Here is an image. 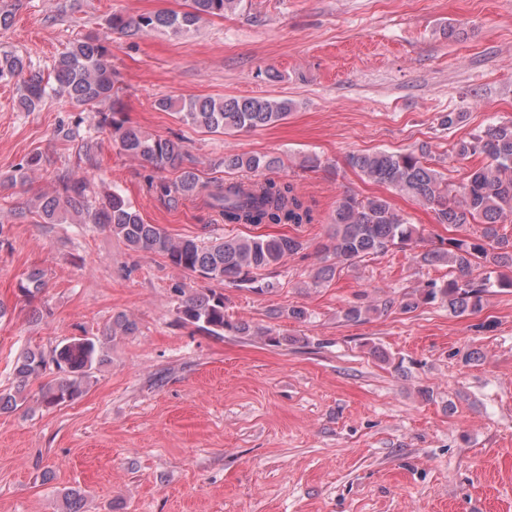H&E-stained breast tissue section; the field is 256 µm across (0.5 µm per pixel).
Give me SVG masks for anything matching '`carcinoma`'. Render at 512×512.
<instances>
[{
    "mask_svg": "<svg viewBox=\"0 0 512 512\" xmlns=\"http://www.w3.org/2000/svg\"><path fill=\"white\" fill-rule=\"evenodd\" d=\"M182 11L142 14L136 18L122 14L108 17L110 29L134 36L145 30L163 29L179 36L191 32L203 20L224 17L234 0H184ZM53 81L30 70L23 56L0 51V83L14 82L18 87L19 107L25 112L39 109L48 98L64 94L78 107L94 109L109 102L102 126L129 157L143 159L157 170L179 172L171 182L155 189L171 206L198 195L211 182L198 170L185 165L187 149L180 138H162L127 124L119 95L117 72L112 55L103 39L89 34L74 41L60 54L53 66ZM156 107L174 111L182 121L210 133L228 134L243 129L269 126L292 111V101L282 98L227 97L157 100ZM461 158L481 156L485 164L468 176L455 195L441 175L423 161V153L414 151L351 154L348 164L368 179L392 186L433 209L441 224L458 229L476 224V236L450 237L439 246L414 253L425 265L445 264L448 279L429 280L401 299L378 297L367 305H351L344 320L361 322L372 314L394 308L411 312L421 304L439 303L448 312L460 316L483 309L485 296L494 287H512V279L500 269L512 270V237L499 232L500 225L512 218V121L488 125L480 134L456 145ZM42 164L35 154L20 165L14 180L25 182ZM226 169L259 173L274 169L279 160L267 155H232L221 159ZM55 189L36 199L35 209L44 224H93L121 238L134 252L157 254L175 267L224 284L245 287L255 293L274 289L270 275L287 255L304 249V243L292 236L264 234L226 236L205 240L174 238L157 224L144 222L138 210L117 190L104 192L97 205L89 199L90 181L71 173L57 175ZM212 205L220 208L226 224H308L311 209L294 193L289 183L275 181L225 182L209 192ZM423 241L418 229L407 223L385 197L359 199L345 195L336 201L328 243L322 246L327 264L313 277V284L329 282L344 268L365 258L387 253L393 248H417ZM45 286L44 274L31 271L19 285V292L32 304ZM181 303L179 319L188 325L221 337L229 331L236 336L251 335V328L233 322L224 310V294L210 288L185 295L177 290ZM134 319L118 314L112 319L110 335H130L137 331ZM106 362L103 341L97 337L72 338L45 353L28 347L16 358L12 386L0 390V413L10 412L25 403L31 382L39 379L52 364L58 377L40 385L37 402L53 409L81 398L92 374Z\"/></svg>",
    "mask_w": 512,
    "mask_h": 512,
    "instance_id": "carcinoma-1",
    "label": "carcinoma"
}]
</instances>
